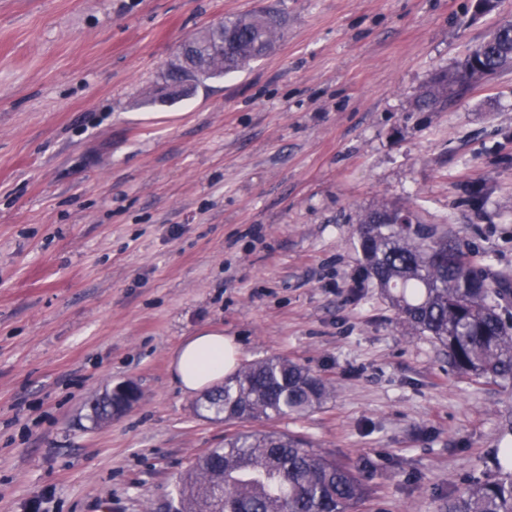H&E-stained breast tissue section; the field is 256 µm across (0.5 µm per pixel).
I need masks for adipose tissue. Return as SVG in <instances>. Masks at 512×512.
<instances>
[{"mask_svg": "<svg viewBox=\"0 0 512 512\" xmlns=\"http://www.w3.org/2000/svg\"><path fill=\"white\" fill-rule=\"evenodd\" d=\"M238 350L222 330L204 329L184 341L171 356V372L184 393L196 394L232 374Z\"/></svg>", "mask_w": 512, "mask_h": 512, "instance_id": "adipose-tissue-1", "label": "adipose tissue"}]
</instances>
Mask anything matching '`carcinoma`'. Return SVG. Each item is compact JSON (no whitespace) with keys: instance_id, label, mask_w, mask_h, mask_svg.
Returning <instances> with one entry per match:
<instances>
[{"instance_id":"cac0c4a2","label":"carcinoma","mask_w":512,"mask_h":512,"mask_svg":"<svg viewBox=\"0 0 512 512\" xmlns=\"http://www.w3.org/2000/svg\"><path fill=\"white\" fill-rule=\"evenodd\" d=\"M224 55L208 52L210 65L194 82L234 71L269 52L281 35L267 12L224 18ZM489 74L512 67V24L499 25L478 52ZM448 101V73L425 87L418 105L434 110ZM399 211L382 204L359 215L357 244L368 275L415 333L448 353L461 375L512 380V275L488 273L469 243L436 224L412 216L416 227L383 224ZM332 386L307 368L281 357L249 363L208 392L199 410L216 419L276 420L305 415L329 398ZM512 448L495 458L498 476L468 485L448 501V512H512ZM367 488L352 468L297 436L242 432L199 456L177 485L175 512H349Z\"/></svg>"}]
</instances>
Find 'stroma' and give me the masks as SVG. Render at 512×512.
Here are the masks:
<instances>
[{"mask_svg":"<svg viewBox=\"0 0 512 512\" xmlns=\"http://www.w3.org/2000/svg\"><path fill=\"white\" fill-rule=\"evenodd\" d=\"M0 0V512H155L225 435L271 428L360 473L351 512H448L512 441V383L462 376L366 276L387 202L512 273V68L415 100L512 0ZM274 12L244 68L160 101L182 44ZM223 329L333 392L215 421L171 355ZM143 398L99 425L121 382ZM448 101V71L438 74L425 87L418 98V105L430 110L437 109Z\"/></svg>","mask_w":512,"mask_h":512,"instance_id":"obj_1","label":"stroma"}]
</instances>
